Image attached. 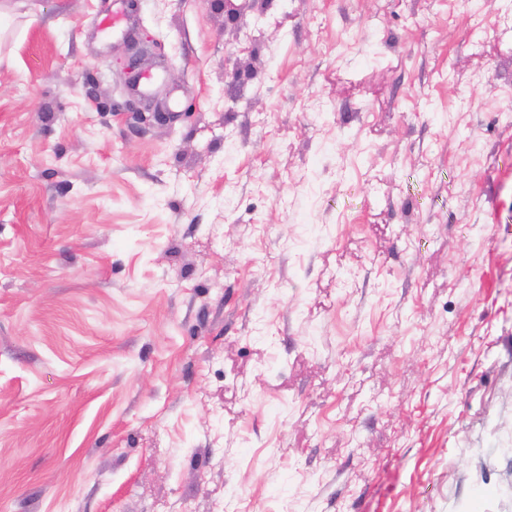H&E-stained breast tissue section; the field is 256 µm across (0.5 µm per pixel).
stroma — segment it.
Segmentation results:
<instances>
[{
  "label": "stroma",
  "mask_w": 512,
  "mask_h": 512,
  "mask_svg": "<svg viewBox=\"0 0 512 512\" xmlns=\"http://www.w3.org/2000/svg\"><path fill=\"white\" fill-rule=\"evenodd\" d=\"M6 6L0 512H512V0Z\"/></svg>",
  "instance_id": "1"
}]
</instances>
